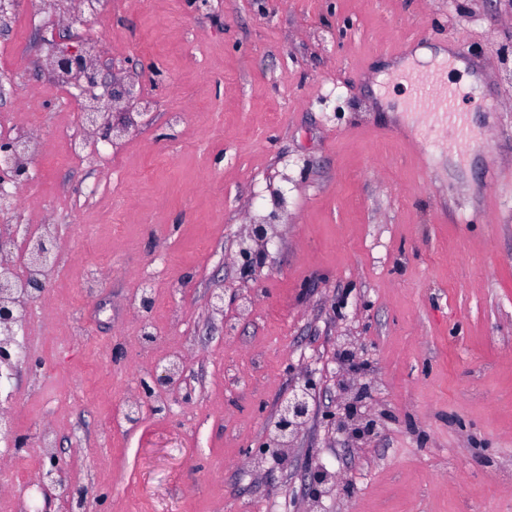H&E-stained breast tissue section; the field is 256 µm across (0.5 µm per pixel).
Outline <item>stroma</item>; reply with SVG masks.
<instances>
[{
	"instance_id": "35a3bbf8",
	"label": "stroma",
	"mask_w": 512,
	"mask_h": 512,
	"mask_svg": "<svg viewBox=\"0 0 512 512\" xmlns=\"http://www.w3.org/2000/svg\"><path fill=\"white\" fill-rule=\"evenodd\" d=\"M42 7L0 67V115L38 116L26 217L71 257L11 386L26 460L51 433L84 512H512V0H112L84 39L149 113L108 167L67 157L80 100L27 94L70 36L68 0L49 36ZM448 42L486 66L450 77L473 140L386 119L371 89L406 95L376 62ZM175 345L190 396L128 423ZM306 382L307 423L272 448ZM346 413L375 433L336 430Z\"/></svg>"
}]
</instances>
